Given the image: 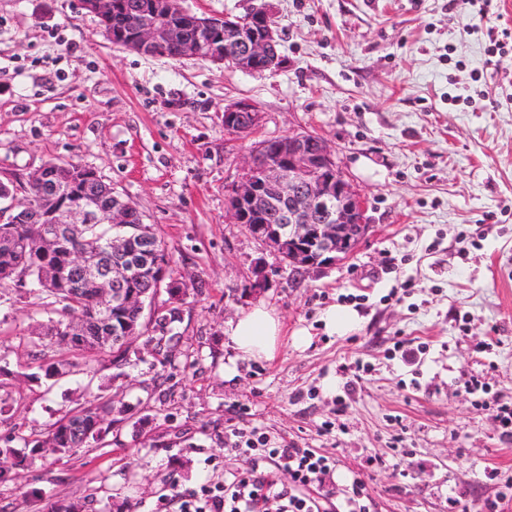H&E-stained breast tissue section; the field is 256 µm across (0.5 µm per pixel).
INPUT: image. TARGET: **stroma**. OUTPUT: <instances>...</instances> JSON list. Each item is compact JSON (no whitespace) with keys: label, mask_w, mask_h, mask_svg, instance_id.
Listing matches in <instances>:
<instances>
[{"label":"stroma","mask_w":512,"mask_h":512,"mask_svg":"<svg viewBox=\"0 0 512 512\" xmlns=\"http://www.w3.org/2000/svg\"><path fill=\"white\" fill-rule=\"evenodd\" d=\"M274 6L284 63L253 75L120 51L79 0H0V181L50 160L93 168L188 282L169 363L143 352L120 387L108 356L28 377L48 316L33 286L0 290V434H46L100 394L128 407L98 447L13 470L0 512H34L32 489L83 512H180L252 468L229 452L230 426L335 457L329 500L358 473L373 512H452L454 499L486 512L512 482V438L463 388L475 375L512 403V0ZM244 99L258 129L225 131V105ZM301 131L335 148L371 230L349 259L292 275L224 209L253 146ZM257 264L269 280L253 292ZM260 302L284 323L270 360L242 357L227 333ZM335 306L358 315L341 335L324 323Z\"/></svg>","instance_id":"1"}]
</instances>
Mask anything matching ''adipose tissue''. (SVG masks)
I'll use <instances>...</instances> for the list:
<instances>
[{
	"label": "adipose tissue",
	"mask_w": 512,
	"mask_h": 512,
	"mask_svg": "<svg viewBox=\"0 0 512 512\" xmlns=\"http://www.w3.org/2000/svg\"><path fill=\"white\" fill-rule=\"evenodd\" d=\"M283 323L276 311L260 303L243 312L229 325L234 349L250 359H272L280 344Z\"/></svg>",
	"instance_id": "ef3b65f1"
}]
</instances>
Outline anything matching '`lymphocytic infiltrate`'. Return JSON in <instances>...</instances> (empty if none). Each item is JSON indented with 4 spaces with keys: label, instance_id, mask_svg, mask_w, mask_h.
I'll use <instances>...</instances> for the list:
<instances>
[{
    "label": "lymphocytic infiltrate",
    "instance_id": "obj_1",
    "mask_svg": "<svg viewBox=\"0 0 512 512\" xmlns=\"http://www.w3.org/2000/svg\"><path fill=\"white\" fill-rule=\"evenodd\" d=\"M235 454L253 458L255 464L270 461L288 473L287 486H279L275 475L255 469L233 474L217 486L202 485L198 494L185 498L181 512H371L372 497L362 478H353L340 510H333L326 497L315 496L311 487L325 486L336 463L313 448L296 444L271 445L260 433H229Z\"/></svg>",
    "mask_w": 512,
    "mask_h": 512
}]
</instances>
